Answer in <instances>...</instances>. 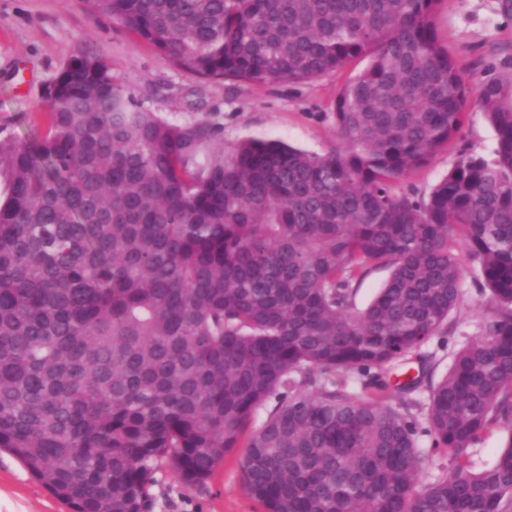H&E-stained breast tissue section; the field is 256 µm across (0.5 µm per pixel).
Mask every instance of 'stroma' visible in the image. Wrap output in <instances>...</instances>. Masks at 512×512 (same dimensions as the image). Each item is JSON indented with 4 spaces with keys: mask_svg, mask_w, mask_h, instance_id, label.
I'll use <instances>...</instances> for the list:
<instances>
[{
    "mask_svg": "<svg viewBox=\"0 0 512 512\" xmlns=\"http://www.w3.org/2000/svg\"><path fill=\"white\" fill-rule=\"evenodd\" d=\"M440 38L471 82L512 80V11L501 0H442L436 14ZM104 54L115 74L167 120L205 122L218 131L225 150L248 137L279 139L325 154L336 146L334 101L342 84L366 60L302 82L252 85L232 80L203 82L166 55L140 41L110 17L94 13L89 0H0V136L29 137L45 131L42 90L77 50ZM496 133L477 107H469L455 140L401 188L429 194L447 175L462 149L489 154ZM454 251L466 272L465 296L452 312L459 331L476 335L482 303L473 265L462 244ZM242 450L225 456L203 485L183 482L160 461L149 487L148 512H265L248 493ZM0 512H72L0 449Z\"/></svg>",
    "mask_w": 512,
    "mask_h": 512,
    "instance_id": "stroma-1",
    "label": "stroma"
}]
</instances>
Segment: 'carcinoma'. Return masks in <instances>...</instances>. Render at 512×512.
Segmentation results:
<instances>
[{"label": "carcinoma", "mask_w": 512, "mask_h": 512, "mask_svg": "<svg viewBox=\"0 0 512 512\" xmlns=\"http://www.w3.org/2000/svg\"><path fill=\"white\" fill-rule=\"evenodd\" d=\"M440 2L91 0L202 80L370 65L336 96L326 155H207L211 126L164 119L83 49L46 87V133L0 138V448L73 512H145L157 460L203 484L240 447L266 512H512V82L470 84ZM472 98L491 156L396 190ZM455 240L490 296L436 382ZM370 265L391 277L359 310ZM397 362L417 374L390 383ZM494 427L508 441L475 472ZM507 435V430L495 427L485 433L478 444L467 450L476 470L489 468L494 463L497 451L503 446Z\"/></svg>", "instance_id": "cac0c4a2"}]
</instances>
